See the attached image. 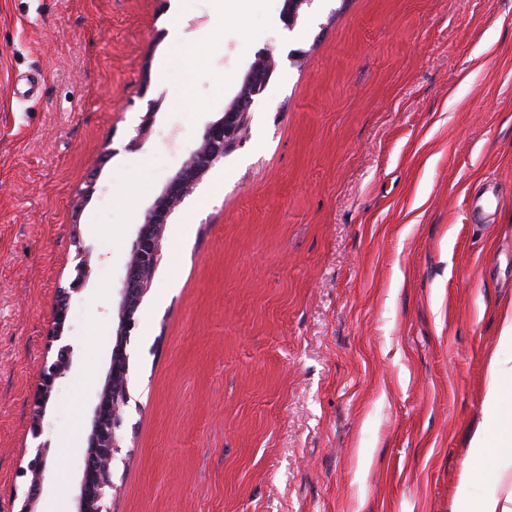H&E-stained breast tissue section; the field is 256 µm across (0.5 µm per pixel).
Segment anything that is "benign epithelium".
<instances>
[{"label": "benign epithelium", "instance_id": "7a95c632", "mask_svg": "<svg viewBox=\"0 0 512 512\" xmlns=\"http://www.w3.org/2000/svg\"><path fill=\"white\" fill-rule=\"evenodd\" d=\"M272 68L273 60L269 54L258 56L250 67L235 102L220 119L205 129L200 145L191 152L181 170L147 210L132 241L126 276L122 288L119 289L121 301L117 342L113 349L104 393L93 412L76 512H108L106 499L112 491V461L121 451L122 407L129 400V366L124 344L135 328L136 310L160 262L161 241L168 219L192 193L202 177L241 140L254 96L265 87ZM84 278L85 271L80 265L70 287L59 291L48 331L49 342L62 339L70 293L79 289ZM68 355L69 346H62L58 351V359L49 365H43L40 371L32 400L31 431L35 438L41 433L47 403L56 381L64 374V363L68 361Z\"/></svg>", "mask_w": 512, "mask_h": 512}]
</instances>
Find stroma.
I'll return each mask as SVG.
<instances>
[{"label": "stroma", "mask_w": 512, "mask_h": 512, "mask_svg": "<svg viewBox=\"0 0 512 512\" xmlns=\"http://www.w3.org/2000/svg\"><path fill=\"white\" fill-rule=\"evenodd\" d=\"M0 0V512H75L145 212L165 229L109 512H453L512 310V0ZM69 364L31 403L59 288Z\"/></svg>", "instance_id": "35a3bbf8"}]
</instances>
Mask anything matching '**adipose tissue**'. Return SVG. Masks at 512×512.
<instances>
[{"instance_id": "obj_1", "label": "adipose tissue", "mask_w": 512, "mask_h": 512, "mask_svg": "<svg viewBox=\"0 0 512 512\" xmlns=\"http://www.w3.org/2000/svg\"><path fill=\"white\" fill-rule=\"evenodd\" d=\"M499 345L490 360L484 418L462 464L455 512H512V411L502 407L506 388H512V311L502 317Z\"/></svg>"}]
</instances>
